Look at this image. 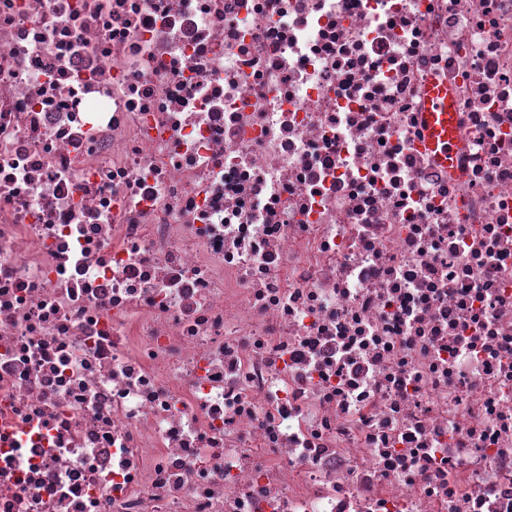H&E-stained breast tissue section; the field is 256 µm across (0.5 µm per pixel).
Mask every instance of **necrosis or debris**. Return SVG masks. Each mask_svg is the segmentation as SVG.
Listing matches in <instances>:
<instances>
[{
  "label": "necrosis or debris",
  "mask_w": 512,
  "mask_h": 512,
  "mask_svg": "<svg viewBox=\"0 0 512 512\" xmlns=\"http://www.w3.org/2000/svg\"><path fill=\"white\" fill-rule=\"evenodd\" d=\"M0 512H512V0H0ZM425 119L427 122V147L436 153V159L448 165V155L453 148V128L456 107L448 92V84H431Z\"/></svg>",
  "instance_id": "1"
}]
</instances>
